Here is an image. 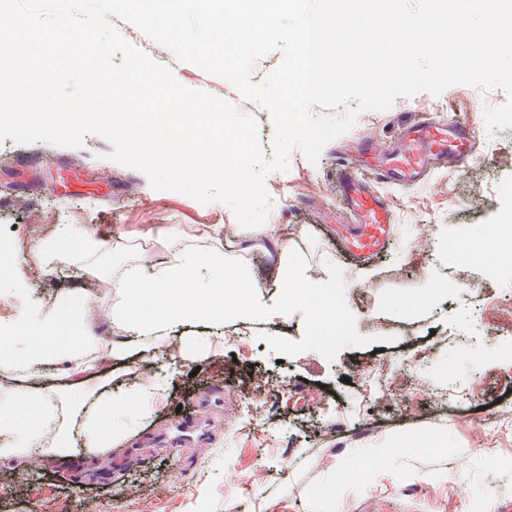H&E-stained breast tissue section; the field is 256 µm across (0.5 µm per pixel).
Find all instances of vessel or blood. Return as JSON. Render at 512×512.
I'll return each instance as SVG.
<instances>
[{
    "instance_id": "obj_1",
    "label": "vessel or blood",
    "mask_w": 512,
    "mask_h": 512,
    "mask_svg": "<svg viewBox=\"0 0 512 512\" xmlns=\"http://www.w3.org/2000/svg\"><path fill=\"white\" fill-rule=\"evenodd\" d=\"M475 150L469 125L423 117L404 121L388 143L379 145L368 137L360 140L354 153L340 157L336 172L338 193L352 218L343 250L365 260L384 254L390 246L394 223L378 184H423L434 170L462 166Z\"/></svg>"
}]
</instances>
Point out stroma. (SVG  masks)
I'll return each mask as SVG.
<instances>
[{"instance_id": "stroma-1", "label": "stroma", "mask_w": 512, "mask_h": 512, "mask_svg": "<svg viewBox=\"0 0 512 512\" xmlns=\"http://www.w3.org/2000/svg\"><path fill=\"white\" fill-rule=\"evenodd\" d=\"M117 27L185 87L253 116L264 154L272 156L275 126L265 106L178 61L135 25ZM506 100L500 88L421 92L361 113L318 162L293 149L287 170L265 178L272 200L266 221L293 262L316 272L336 268L348 323L331 353L310 351L312 322L301 312L173 328L171 336L209 345L199 372L180 368L150 416L135 420L110 452L0 460V512H512V328L497 318L512 307V250L500 243L512 230V128L487 134L483 118L485 108ZM408 112L468 121L477 152L416 187L381 186L395 224L392 245L366 266L352 265L334 239V225L346 219L331 180L339 152L363 137L388 142ZM111 150L95 135L80 148L0 143V244L14 247L22 267L20 282L0 286V319L86 295L94 340L107 339V315L121 291L69 259L57 258L49 275L32 257L61 225H99L100 256L118 271L131 261L135 234L148 228L179 224L191 234L214 224L243 236L225 204L154 190L141 171L105 160ZM21 157L36 161L33 179L18 173ZM69 163L103 174L105 183L52 194ZM224 255L247 266L255 298L286 305L273 282L275 257L236 248ZM374 367L384 379L408 371L414 383L379 398L362 376ZM257 379L264 384L260 417L246 407ZM212 383L224 388L223 406L202 400ZM189 412L202 435L169 444ZM417 437L436 445L403 447V439ZM354 460L365 466L364 479L342 480Z\"/></svg>"}]
</instances>
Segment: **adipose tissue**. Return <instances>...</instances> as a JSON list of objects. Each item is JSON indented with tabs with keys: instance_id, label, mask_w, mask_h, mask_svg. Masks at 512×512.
<instances>
[{
	"instance_id": "obj_1",
	"label": "adipose tissue",
	"mask_w": 512,
	"mask_h": 512,
	"mask_svg": "<svg viewBox=\"0 0 512 512\" xmlns=\"http://www.w3.org/2000/svg\"><path fill=\"white\" fill-rule=\"evenodd\" d=\"M140 237L157 241L169 258L161 265L137 257L122 278L113 280V287L122 289L126 299L113 308L109 321L113 336L97 356L81 354V344L89 334L83 316L92 304L89 297L66 298L34 314L22 310L12 321L0 322V458L26 456L46 447L58 454L73 453L68 432L59 431L52 441L45 435L59 402L80 415L85 450L103 454L121 441L126 435L123 419L149 415L165 380L156 355L183 365L202 356L201 347L159 341L155 332L161 326L228 315L240 319L284 317L291 309L300 308L314 320L309 347L329 349L342 332L335 275L316 276L295 264L281 266L280 286L288 304L271 308L253 298L246 268L225 262L218 245L208 251L197 250L178 224L157 235L141 232ZM99 250L96 225L66 224L33 256L41 262L65 254L90 261L92 270L98 271L102 268L97 261ZM200 266L211 270L214 289L200 292L192 287L189 273ZM228 286L236 295L229 304L224 301ZM114 363L138 365L142 385L127 391L113 389L110 366ZM39 366L53 367L55 383L15 393L12 381Z\"/></svg>"
}]
</instances>
